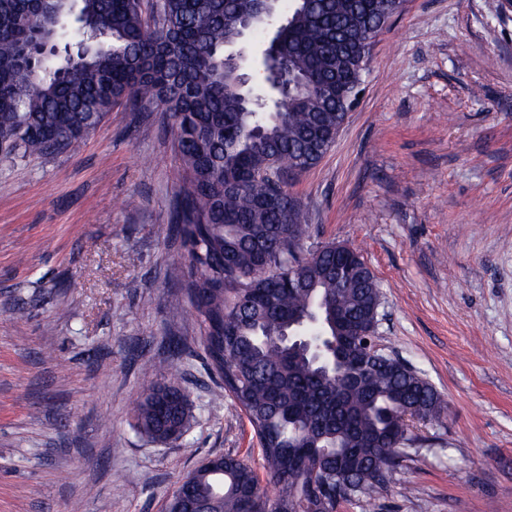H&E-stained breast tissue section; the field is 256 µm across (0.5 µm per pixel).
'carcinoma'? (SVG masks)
<instances>
[{"label":"carcinoma","mask_w":512,"mask_h":512,"mask_svg":"<svg viewBox=\"0 0 512 512\" xmlns=\"http://www.w3.org/2000/svg\"><path fill=\"white\" fill-rule=\"evenodd\" d=\"M254 0H0V157L62 152L114 108L169 114L181 161L174 217L187 248L186 289L215 396L231 399L258 440L268 486L233 455L180 485L208 512H337L383 491L410 423L439 422L442 395L396 356L371 354L380 288L363 255L331 242L302 249L307 224L286 177L329 152L355 104L377 23L395 0H289L265 48L288 70V94L244 101L224 46ZM78 60L16 61L58 20ZM133 427L159 442L194 419L179 374L161 369L133 407Z\"/></svg>","instance_id":"cac0c4a2"}]
</instances>
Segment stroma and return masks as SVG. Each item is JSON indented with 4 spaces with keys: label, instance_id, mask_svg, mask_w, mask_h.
<instances>
[{
    "label": "stroma",
    "instance_id": "stroma-1",
    "mask_svg": "<svg viewBox=\"0 0 512 512\" xmlns=\"http://www.w3.org/2000/svg\"><path fill=\"white\" fill-rule=\"evenodd\" d=\"M179 170L168 114L122 107L67 152L0 159V512H166L208 457L261 468L171 275ZM288 188L306 248L362 252L379 347L447 403L387 491L339 512H512V13L405 0L334 146ZM162 363L195 413L170 443L132 427Z\"/></svg>",
    "mask_w": 512,
    "mask_h": 512
}]
</instances>
